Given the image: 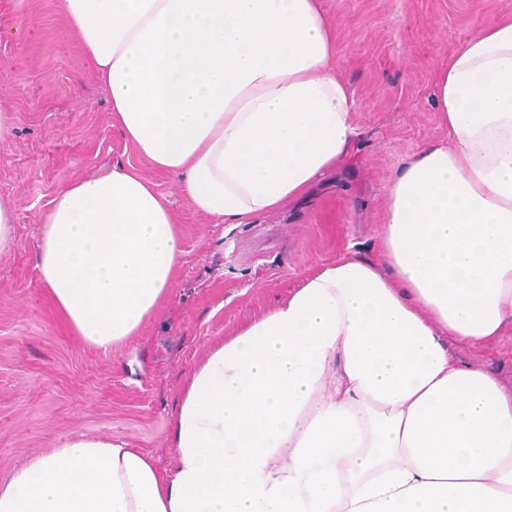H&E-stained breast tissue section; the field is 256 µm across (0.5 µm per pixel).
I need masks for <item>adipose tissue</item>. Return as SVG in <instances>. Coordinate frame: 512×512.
<instances>
[{
    "instance_id": "obj_1",
    "label": "adipose tissue",
    "mask_w": 512,
    "mask_h": 512,
    "mask_svg": "<svg viewBox=\"0 0 512 512\" xmlns=\"http://www.w3.org/2000/svg\"><path fill=\"white\" fill-rule=\"evenodd\" d=\"M112 123L227 224L304 197L359 131L320 0H57ZM444 139L387 187L379 259L355 251L215 345L172 419L174 465L76 434L0 484V512H512V384L460 362L512 329V15L438 73ZM183 249L134 166L62 186L36 268L72 334L109 352L168 296Z\"/></svg>"
}]
</instances>
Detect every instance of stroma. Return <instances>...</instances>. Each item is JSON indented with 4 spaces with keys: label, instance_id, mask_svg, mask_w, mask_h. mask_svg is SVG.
<instances>
[{
    "label": "stroma",
    "instance_id": "35a3bbf8",
    "mask_svg": "<svg viewBox=\"0 0 512 512\" xmlns=\"http://www.w3.org/2000/svg\"><path fill=\"white\" fill-rule=\"evenodd\" d=\"M336 30L355 101L356 147L311 195L252 224L194 214L177 182L113 126L107 88L70 38L55 0H29L36 29L13 30L16 0H0V101L14 114L0 144V203L14 209V244L0 254V482L57 437L117 438L172 468L171 421L187 371L303 277L346 250L378 260L387 184L421 143L444 137L436 73L480 20L512 15V0H321ZM31 85L22 96L17 82ZM134 165L169 201L183 255L158 319L104 352L72 336L36 270L40 217L55 190L107 165ZM457 358L512 381V335Z\"/></svg>",
    "mask_w": 512,
    "mask_h": 512
}]
</instances>
